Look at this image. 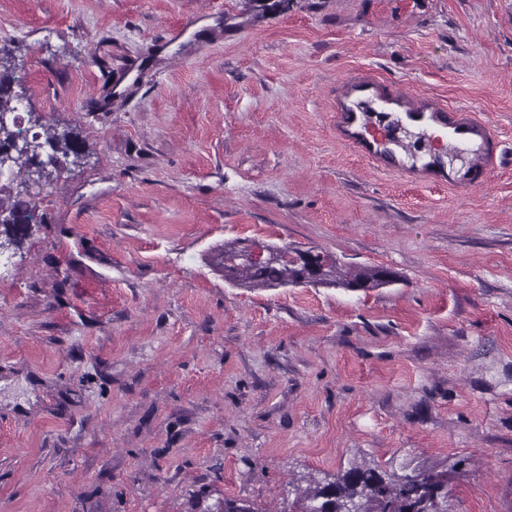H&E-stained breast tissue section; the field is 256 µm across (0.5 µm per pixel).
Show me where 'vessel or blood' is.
<instances>
[{"label":"vessel or blood","instance_id":"b4317fda","mask_svg":"<svg viewBox=\"0 0 512 512\" xmlns=\"http://www.w3.org/2000/svg\"><path fill=\"white\" fill-rule=\"evenodd\" d=\"M333 118L337 140L359 158L413 182L451 189L460 198L512 163L498 148L490 122L473 108L413 93L369 69L337 80ZM428 130L463 151L466 162L446 164L429 149L423 137Z\"/></svg>","mask_w":512,"mask_h":512}]
</instances>
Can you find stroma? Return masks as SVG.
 Instances as JSON below:
<instances>
[{"label": "stroma", "instance_id": "stroma-1", "mask_svg": "<svg viewBox=\"0 0 512 512\" xmlns=\"http://www.w3.org/2000/svg\"><path fill=\"white\" fill-rule=\"evenodd\" d=\"M0 46L83 143L0 266V512H286L361 463L512 512V166L458 200L330 129L365 66L512 154V0H0ZM236 240L402 280L241 288Z\"/></svg>", "mask_w": 512, "mask_h": 512}]
</instances>
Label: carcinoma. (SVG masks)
Segmentation results:
<instances>
[{"mask_svg":"<svg viewBox=\"0 0 512 512\" xmlns=\"http://www.w3.org/2000/svg\"><path fill=\"white\" fill-rule=\"evenodd\" d=\"M9 54L0 48V111L12 109L11 103L15 96L11 94L13 83L12 68ZM27 134L19 127L0 128V148H13V169L15 176L30 174L34 168V157L26 149ZM44 145L54 153L68 156L80 154L82 143L73 134L45 132ZM0 211L17 212L20 223H35V209L22 207L17 201L5 204L0 198ZM247 250L233 243L224 245L216 262V267L224 273V279L234 285L247 288H280L287 283L299 281L305 276V267L298 261L282 262L273 260L260 267H246L228 264L232 258ZM329 259L323 284L336 288H348L359 283L365 289L386 288L390 283L383 278V270L379 266L361 268L354 273L344 272L338 267L337 259L327 253ZM439 492L440 501L448 502V472L425 470L412 471L405 474H387L376 468L357 465L334 478L332 486L326 487L316 482L300 491L296 497L300 504V512H308L311 503L318 500L333 509L346 499H354L359 503L361 512H406L407 504L419 506L424 510L434 508L431 501L433 492Z\"/></svg>","mask_w":512,"mask_h":512,"instance_id":"cac0c4a2","label":"carcinoma"}]
</instances>
